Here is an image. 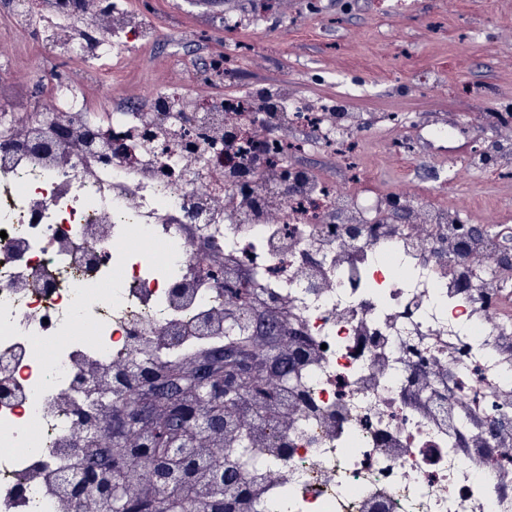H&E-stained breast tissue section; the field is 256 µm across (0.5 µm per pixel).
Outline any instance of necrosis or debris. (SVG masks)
I'll list each match as a JSON object with an SVG mask.
<instances>
[{
	"mask_svg": "<svg viewBox=\"0 0 512 512\" xmlns=\"http://www.w3.org/2000/svg\"><path fill=\"white\" fill-rule=\"evenodd\" d=\"M49 2L46 25L40 0H0V53L124 76L162 36L121 4L84 42L77 20L98 0ZM24 80L0 67V512H83L60 481L77 415L128 429L125 382L107 394L99 374L199 346L217 362L224 330L205 322L231 288L250 313L286 307L278 339L297 345L268 400L287 422L246 431L245 512H512V269L497 251L511 225L464 238L436 204L399 224L314 174L282 195L276 165L212 145L238 99L203 85L106 112L84 83L51 76L34 97ZM92 130L123 154L103 162ZM332 209L343 223H325ZM371 221L374 235L349 234ZM177 281L193 295L174 305Z\"/></svg>",
	"mask_w": 512,
	"mask_h": 512,
	"instance_id": "4bbe7bcc",
	"label": "necrosis or debris"
}]
</instances>
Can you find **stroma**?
Wrapping results in <instances>:
<instances>
[{
  "label": "stroma",
  "mask_w": 512,
  "mask_h": 512,
  "mask_svg": "<svg viewBox=\"0 0 512 512\" xmlns=\"http://www.w3.org/2000/svg\"><path fill=\"white\" fill-rule=\"evenodd\" d=\"M163 36L129 78L140 95L170 70L232 61L214 91L245 96L289 79V97L358 112L356 162L373 192L456 206L472 224L512 214V176L469 157L512 133V0H130ZM413 123L414 156L394 155L390 115ZM292 165L351 185L341 158L314 149Z\"/></svg>",
  "instance_id": "35a3bbf8"
}]
</instances>
